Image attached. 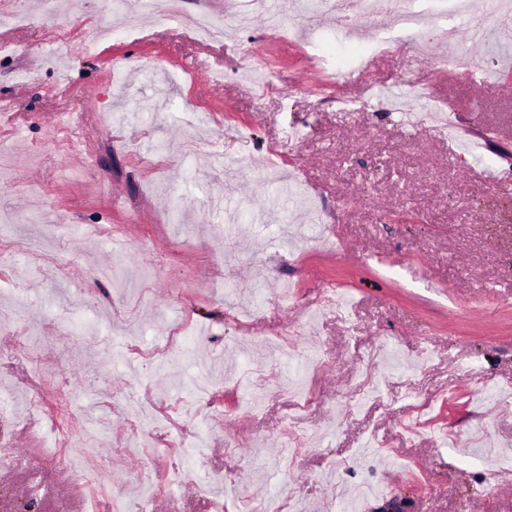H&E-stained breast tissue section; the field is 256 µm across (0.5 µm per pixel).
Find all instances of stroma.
<instances>
[{"label":"stroma","mask_w":512,"mask_h":512,"mask_svg":"<svg viewBox=\"0 0 512 512\" xmlns=\"http://www.w3.org/2000/svg\"><path fill=\"white\" fill-rule=\"evenodd\" d=\"M280 9L307 33L270 37L255 0H184L173 20L127 6L100 41L112 0H0V446H79L95 475L9 459L0 512H276L286 485L342 512L364 483L381 492L362 512H512V88L493 76L512 54L469 42L492 25L475 5L423 28L474 86L408 41L378 52L384 17L348 32L308 0ZM203 10L223 41H196ZM76 96L81 147L60 152L48 132ZM268 145L316 221L246 173ZM180 326V352L152 357ZM299 379L318 395L304 413ZM127 441L181 487L139 495Z\"/></svg>","instance_id":"obj_1"}]
</instances>
